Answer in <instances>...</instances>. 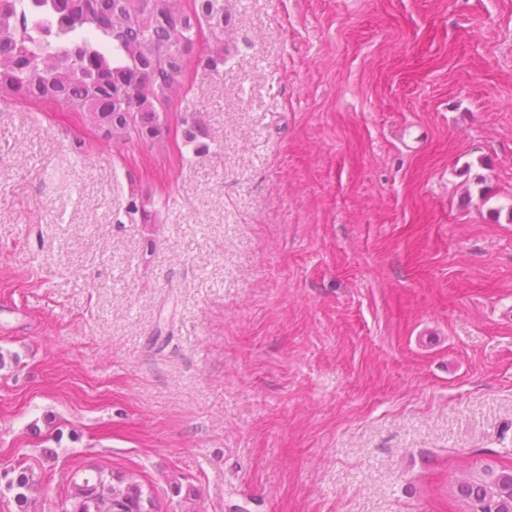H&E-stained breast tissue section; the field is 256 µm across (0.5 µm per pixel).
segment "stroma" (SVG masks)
Returning a JSON list of instances; mask_svg holds the SVG:
<instances>
[{"label": "stroma", "mask_w": 512, "mask_h": 512, "mask_svg": "<svg viewBox=\"0 0 512 512\" xmlns=\"http://www.w3.org/2000/svg\"><path fill=\"white\" fill-rule=\"evenodd\" d=\"M213 41L161 146L0 104V512L95 469L155 512H460L512 466V0H224ZM461 512H512V468L487 463L464 471L449 488Z\"/></svg>", "instance_id": "stroma-1"}]
</instances>
